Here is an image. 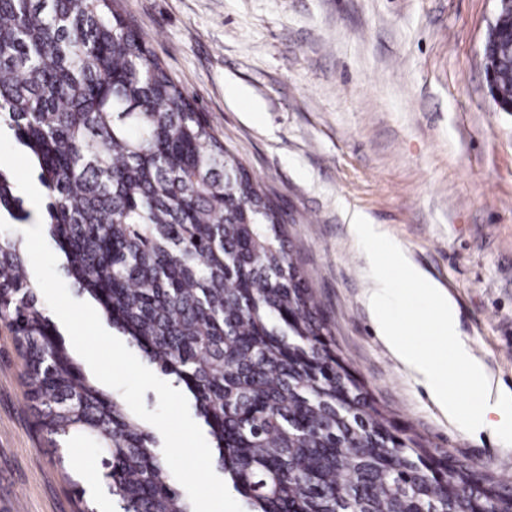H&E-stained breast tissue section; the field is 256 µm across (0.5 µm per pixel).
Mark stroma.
<instances>
[{
  "label": "stroma",
  "instance_id": "obj_1",
  "mask_svg": "<svg viewBox=\"0 0 512 512\" xmlns=\"http://www.w3.org/2000/svg\"><path fill=\"white\" fill-rule=\"evenodd\" d=\"M151 55L288 214L336 350L377 407L435 453L512 480V436L470 434L377 337L370 259L353 214L377 225L455 304L458 334L512 396V112L495 108L482 45L496 0H122ZM392 316L439 359L428 303L396 280ZM0 323V512H118L101 455L54 448Z\"/></svg>",
  "mask_w": 512,
  "mask_h": 512
}]
</instances>
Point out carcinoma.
I'll return each mask as SVG.
<instances>
[{
  "label": "carcinoma",
  "instance_id": "obj_1",
  "mask_svg": "<svg viewBox=\"0 0 512 512\" xmlns=\"http://www.w3.org/2000/svg\"><path fill=\"white\" fill-rule=\"evenodd\" d=\"M489 91L512 99V47ZM48 190L67 275L183 382L249 512H512V486L439 470L340 363L283 216L126 23L119 0H0V122ZM29 219L0 170V215ZM0 230L16 328L51 442L88 438L122 512H193L155 437L51 333Z\"/></svg>",
  "mask_w": 512,
  "mask_h": 512
}]
</instances>
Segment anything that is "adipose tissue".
<instances>
[{
	"instance_id": "adipose-tissue-1",
	"label": "adipose tissue",
	"mask_w": 512,
	"mask_h": 512,
	"mask_svg": "<svg viewBox=\"0 0 512 512\" xmlns=\"http://www.w3.org/2000/svg\"><path fill=\"white\" fill-rule=\"evenodd\" d=\"M373 286L368 306L379 338L414 380L423 384L435 404L451 419H465L469 429L486 428L512 430V406L506 404L501 391L495 390L482 363L472 354L470 347L457 331L456 308L447 295L409 259L397 244H386L381 257L370 262ZM401 273L409 282L419 286L420 292L431 304V323L435 333L448 342L451 360L448 370H441L437 362L409 345L406 329L389 313L388 306L397 297L394 273ZM456 373L481 394L478 407L464 411L455 388L449 383V373Z\"/></svg>"
}]
</instances>
